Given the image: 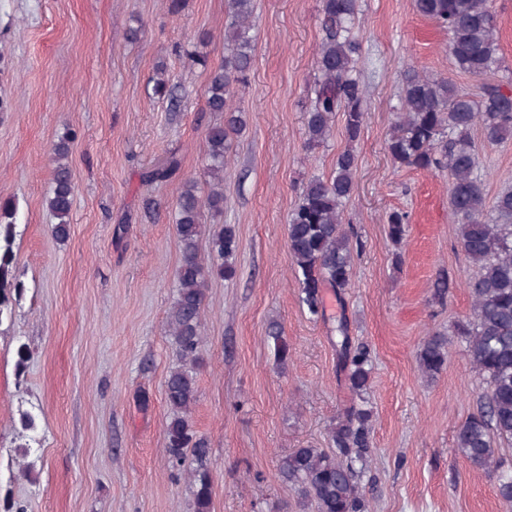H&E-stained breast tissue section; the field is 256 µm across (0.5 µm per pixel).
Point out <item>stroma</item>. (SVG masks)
Here are the masks:
<instances>
[{
	"label": "stroma",
	"mask_w": 512,
	"mask_h": 512,
	"mask_svg": "<svg viewBox=\"0 0 512 512\" xmlns=\"http://www.w3.org/2000/svg\"><path fill=\"white\" fill-rule=\"evenodd\" d=\"M319 0H256L255 55L235 90L245 126L224 171V213L204 231L233 225L236 273L210 276L195 367L194 429L207 437L212 512H294L297 494L279 474L292 449L322 448L351 395L337 372L336 328L372 351L374 447L363 490L371 512H512L492 481L455 450V432L485 388L460 342L436 377L416 353L429 334H451L469 317L467 280L478 270L462 253L448 208V175L394 163L385 143L397 120L404 74L415 68L478 92L458 71L445 31L413 0H359L356 71L367 120L355 142L342 124L315 151L304 147L313 57L321 40ZM500 66L512 81V0H492ZM224 0H0V202L16 207L14 274L22 294L0 317V500L28 512H191L183 467L165 450L171 412L165 380L178 357L168 317L180 243L173 222L185 181L206 187L210 126L204 109L211 67L224 59ZM165 68L183 94L179 111L152 94ZM71 136L75 187L66 240L52 234L45 206L52 148ZM488 198L512 188V141L473 130ZM358 157L345 223L358 236L350 288L323 291L310 317L288 259V215L304 183L329 174L337 154ZM174 151L179 174H141ZM157 203L146 218L147 199ZM410 215L394 246L386 216ZM447 272L446 302L432 283ZM284 331L280 366L266 338ZM30 358L16 369L17 350ZM36 418L23 431V413Z\"/></svg>",
	"instance_id": "stroma-1"
}]
</instances>
